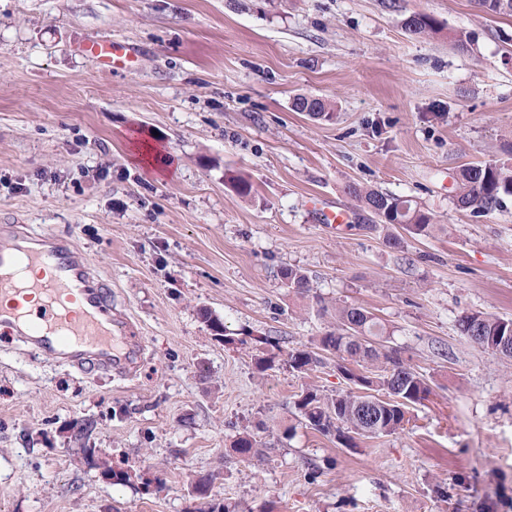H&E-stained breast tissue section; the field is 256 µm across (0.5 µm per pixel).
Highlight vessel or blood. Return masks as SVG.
I'll return each instance as SVG.
<instances>
[{"label":"vessel or blood","mask_w":512,"mask_h":512,"mask_svg":"<svg viewBox=\"0 0 512 512\" xmlns=\"http://www.w3.org/2000/svg\"><path fill=\"white\" fill-rule=\"evenodd\" d=\"M84 52L116 66L126 46L89 42ZM0 329L83 373L130 374L143 344L113 312L109 284L74 243L19 224L0 226Z\"/></svg>","instance_id":"vessel-or-blood-1"}]
</instances>
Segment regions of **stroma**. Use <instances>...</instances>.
Listing matches in <instances>:
<instances>
[{"label":"stroma","instance_id":"obj_1","mask_svg":"<svg viewBox=\"0 0 512 512\" xmlns=\"http://www.w3.org/2000/svg\"><path fill=\"white\" fill-rule=\"evenodd\" d=\"M415 13L437 32L406 31ZM101 37L132 63L89 58ZM300 95L335 120L294 111ZM150 134L166 174L134 159ZM509 157L512 16L474 0H0V224L71 240L143 342L120 379L29 360L0 334V512H193L204 475L236 512H512V358L457 330L467 313L512 318V198L479 218L453 203L462 166ZM351 183L415 200L440 232L396 224L403 246L388 247ZM314 200L349 223L326 228ZM287 268L326 313L284 288ZM338 304L371 311L383 349L432 388L403 430L352 448L294 405L352 390L336 355L285 364L335 328ZM78 423L131 483L76 452ZM242 432L261 460L235 452ZM282 279L285 288L296 294L305 295L312 298V301L319 306L320 310L326 311L328 309L327 304L323 297L318 294L311 295L309 277L300 269L287 268L282 272Z\"/></svg>","mask_w":512,"mask_h":512}]
</instances>
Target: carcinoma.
Wrapping results in <instances>:
<instances>
[{"label":"carcinoma","instance_id":"1","mask_svg":"<svg viewBox=\"0 0 512 512\" xmlns=\"http://www.w3.org/2000/svg\"><path fill=\"white\" fill-rule=\"evenodd\" d=\"M480 11L489 17L512 15V0H476ZM406 28L421 35L436 31L435 20L427 14L409 16ZM298 112L308 110L311 116L331 120L334 113L320 98L298 96L293 101ZM454 204L474 217L486 216L502 206L504 199L512 197V162L490 160L463 166L456 181ZM347 193L362 207L369 210L376 223L365 228L374 231L379 225L401 224L415 236L428 237L437 229L432 213L425 211L404 197L364 189L356 183L346 187ZM284 286L296 294L309 296L323 311L328 309L323 297L311 293L309 277L300 269L287 268L282 272ZM480 327L482 339L474 344L512 358V319L500 318L483 312L468 313L460 317L457 329L470 337L473 324ZM334 331L321 336L314 348L303 347L288 353L286 362L297 372L313 371L324 365L323 354H334L342 363L337 369L344 378L357 386V391L325 398L314 389H304L295 406L305 425L322 435H333L342 445L356 446L355 437L376 438L395 433L407 422L409 406L420 402L431 393L427 378L417 372L398 355L397 351L383 352L374 342L358 353L354 338L379 337L383 326L368 310L350 305L336 306ZM86 426L77 427L75 439L81 442L80 451L92 460L103 477H112V483L130 482V477L116 469L109 461H97V449L84 443ZM257 440L243 434L234 441L236 452L244 457L255 455Z\"/></svg>","mask_w":512,"mask_h":512}]
</instances>
